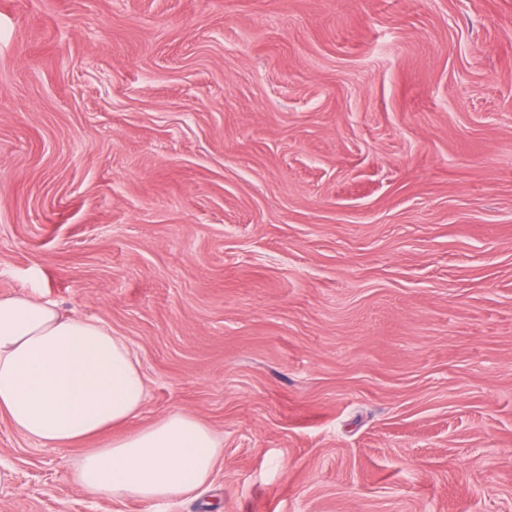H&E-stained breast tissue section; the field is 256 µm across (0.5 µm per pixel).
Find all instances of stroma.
<instances>
[{
    "label": "stroma",
    "instance_id": "35a3bbf8",
    "mask_svg": "<svg viewBox=\"0 0 512 512\" xmlns=\"http://www.w3.org/2000/svg\"><path fill=\"white\" fill-rule=\"evenodd\" d=\"M224 437L163 512H512V0H0V296ZM83 446L0 418V512Z\"/></svg>",
    "mask_w": 512,
    "mask_h": 512
}]
</instances>
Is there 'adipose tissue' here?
<instances>
[{
    "instance_id": "obj_1",
    "label": "adipose tissue",
    "mask_w": 512,
    "mask_h": 512,
    "mask_svg": "<svg viewBox=\"0 0 512 512\" xmlns=\"http://www.w3.org/2000/svg\"><path fill=\"white\" fill-rule=\"evenodd\" d=\"M146 392L134 348L101 321L30 295L0 297V414L44 445L98 439L67 463L70 482L87 497L158 506L210 481L224 440L189 413L108 438L139 414Z\"/></svg>"
}]
</instances>
